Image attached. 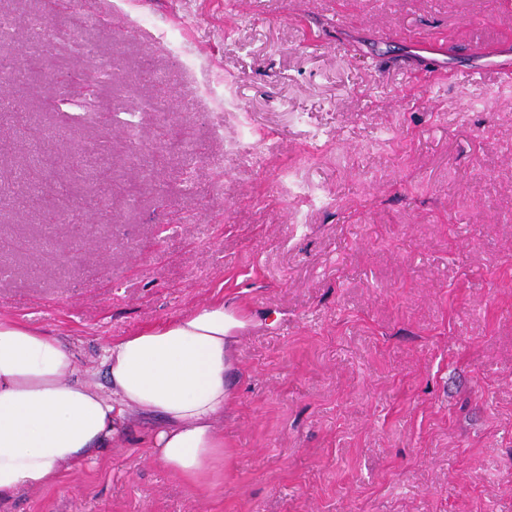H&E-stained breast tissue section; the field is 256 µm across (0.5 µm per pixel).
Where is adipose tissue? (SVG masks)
<instances>
[{
  "mask_svg": "<svg viewBox=\"0 0 512 512\" xmlns=\"http://www.w3.org/2000/svg\"><path fill=\"white\" fill-rule=\"evenodd\" d=\"M248 326L217 301L106 344L99 368L77 373L70 347L0 318V498L53 484L130 427L156 419L147 446L168 471L215 487L227 451L217 423L234 399ZM105 382H98V375Z\"/></svg>",
  "mask_w": 512,
  "mask_h": 512,
  "instance_id": "obj_1",
  "label": "adipose tissue"
}]
</instances>
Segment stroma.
Returning a JSON list of instances; mask_svg holds the SVG:
<instances>
[{"label": "stroma", "mask_w": 512, "mask_h": 512, "mask_svg": "<svg viewBox=\"0 0 512 512\" xmlns=\"http://www.w3.org/2000/svg\"><path fill=\"white\" fill-rule=\"evenodd\" d=\"M1 19L27 78L0 72V96L27 124L0 121V317L82 370L213 301L251 324L216 488L149 457L146 420L0 512H512V85L466 76L512 46V0H0ZM76 75L110 122L58 127L45 102L76 101ZM102 148L112 219L71 224Z\"/></svg>", "instance_id": "stroma-1"}]
</instances>
